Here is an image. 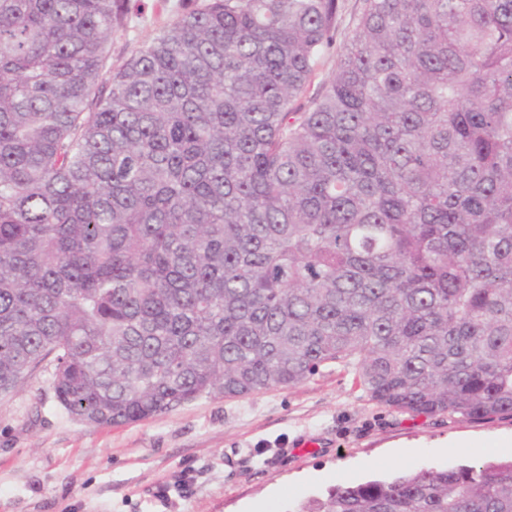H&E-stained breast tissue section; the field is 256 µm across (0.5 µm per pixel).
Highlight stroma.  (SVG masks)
Wrapping results in <instances>:
<instances>
[{
	"mask_svg": "<svg viewBox=\"0 0 512 512\" xmlns=\"http://www.w3.org/2000/svg\"><path fill=\"white\" fill-rule=\"evenodd\" d=\"M197 2L141 0L110 38L107 71ZM52 382L46 362L0 397V512H286L339 483L512 459V417L411 418L333 366L115 427L72 419Z\"/></svg>",
	"mask_w": 512,
	"mask_h": 512,
	"instance_id": "stroma-1",
	"label": "stroma"
}]
</instances>
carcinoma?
I'll use <instances>...</instances> for the list:
<instances>
[{
	"label": "carcinoma",
	"mask_w": 512,
	"mask_h": 512,
	"mask_svg": "<svg viewBox=\"0 0 512 512\" xmlns=\"http://www.w3.org/2000/svg\"><path fill=\"white\" fill-rule=\"evenodd\" d=\"M131 0H0V395L141 422L334 365L512 416V0H204L105 73ZM288 512H512V460ZM360 5L361 0H342V8L338 18L336 44L330 52L322 58L312 83L308 88L307 94L300 101L301 103H306L309 97L315 95L320 90L324 81L336 70V46L341 43L344 35L347 34L355 15L359 11Z\"/></svg>",
	"instance_id": "obj_1"
}]
</instances>
